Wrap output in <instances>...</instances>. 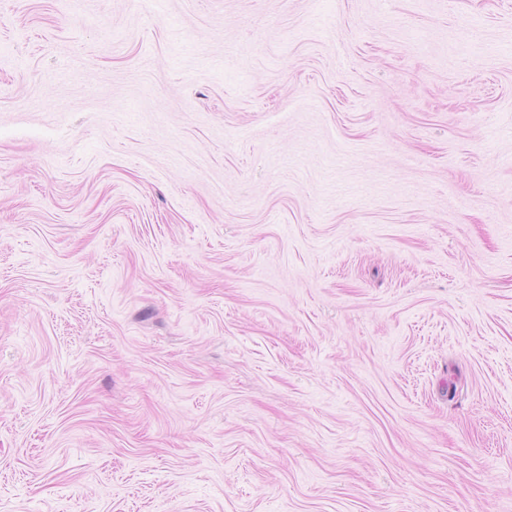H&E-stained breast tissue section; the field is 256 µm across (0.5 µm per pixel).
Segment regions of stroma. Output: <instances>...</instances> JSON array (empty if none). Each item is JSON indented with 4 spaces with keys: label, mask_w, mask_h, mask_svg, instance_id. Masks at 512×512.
I'll use <instances>...</instances> for the list:
<instances>
[{
    "label": "stroma",
    "mask_w": 512,
    "mask_h": 512,
    "mask_svg": "<svg viewBox=\"0 0 512 512\" xmlns=\"http://www.w3.org/2000/svg\"><path fill=\"white\" fill-rule=\"evenodd\" d=\"M0 512H512V0H0Z\"/></svg>",
    "instance_id": "stroma-1"
}]
</instances>
